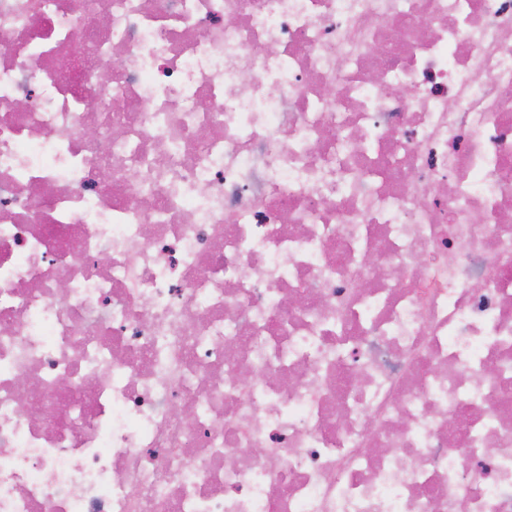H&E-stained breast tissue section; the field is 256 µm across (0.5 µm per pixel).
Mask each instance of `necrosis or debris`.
<instances>
[{
	"label": "necrosis or debris",
	"instance_id": "necrosis-or-debris-1",
	"mask_svg": "<svg viewBox=\"0 0 512 512\" xmlns=\"http://www.w3.org/2000/svg\"><path fill=\"white\" fill-rule=\"evenodd\" d=\"M97 1L0 0V512H512V0Z\"/></svg>",
	"mask_w": 512,
	"mask_h": 512
}]
</instances>
